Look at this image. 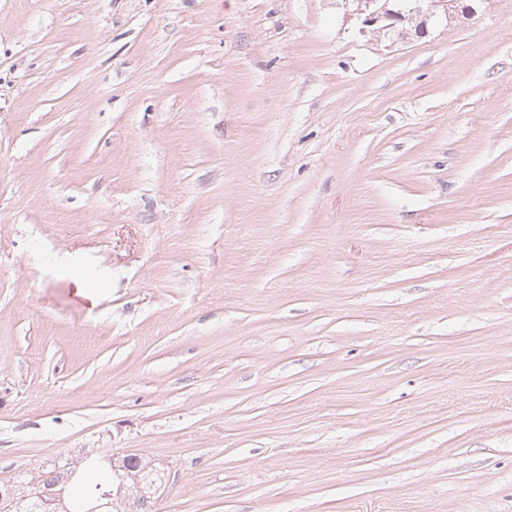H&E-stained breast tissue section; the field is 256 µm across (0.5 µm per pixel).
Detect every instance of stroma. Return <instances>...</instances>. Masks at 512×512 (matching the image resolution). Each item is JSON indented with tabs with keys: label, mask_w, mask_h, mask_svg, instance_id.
Returning <instances> with one entry per match:
<instances>
[{
	"label": "stroma",
	"mask_w": 512,
	"mask_h": 512,
	"mask_svg": "<svg viewBox=\"0 0 512 512\" xmlns=\"http://www.w3.org/2000/svg\"><path fill=\"white\" fill-rule=\"evenodd\" d=\"M512 512V0H0V483ZM423 4L432 2L428 9L420 1H392V0H345L355 5L352 15H355L361 23V29L379 26L380 30H388L395 27L393 21H404L405 14L412 16L423 15V21L437 18L446 22L457 19L460 16H474L476 10L462 6L461 0H421ZM415 2V3H408ZM393 3V4H391ZM399 7V8H397ZM397 8V9H395ZM132 457H134L133 454L127 455L121 459L112 457V460L109 461L112 469L110 465L109 467L99 465V463L91 457L85 458V460H82L81 462L76 461L66 463L60 467L73 465L74 469L78 468L77 475L70 482L69 479L72 477L73 472L68 474V469L66 472L59 470L57 471V468L55 467L54 470L47 472L48 477L46 479H42L41 487L59 484V490L51 491L49 488H47L37 493V497L41 501V511L38 509V506L35 504L33 499H24L25 497L29 496L30 492H26L24 489L21 490L19 487H22L24 484H19L13 485L14 487H18V489L15 488L17 498L10 502H0V512H86L85 510L87 509V505L91 497L100 491L108 490L109 487L112 488V506H114L117 501L120 502L124 500L127 502V505H130V503L134 501V505L130 506L131 511L151 512L153 510L152 505H150L149 502L154 503V501L161 496L162 487L155 489L153 488V492H151L150 488L154 484H156V486H160L162 484V479L164 476L163 473L154 469L153 467H149L147 470H145L148 467V462L145 460H143L142 463H140L138 460L136 463L131 464L130 468L128 469V473H123L125 476V483L129 487L133 488L137 494L139 493L140 487L144 490V493L147 494L144 495L143 499L141 500L139 497L133 499V496L129 494L128 488L123 482L118 484L116 481L114 484L112 480L113 472H115L117 479H122L120 476V471L125 470ZM79 464H84L85 467L92 468L95 471L94 476L90 479H83V466L81 467ZM66 484H68V492L65 496V501L69 511L65 506L63 496L64 489H62ZM98 485H101L100 489H97ZM99 502V500L92 502L96 505L90 507L88 512H98L111 506V503L99 504ZM19 505L21 508H18ZM112 506L108 509L109 511L107 512H130L125 511V507H119V511L115 507L112 508ZM137 508L146 510H137Z\"/></svg>",
	"instance_id": "35a3bbf8"
}]
</instances>
